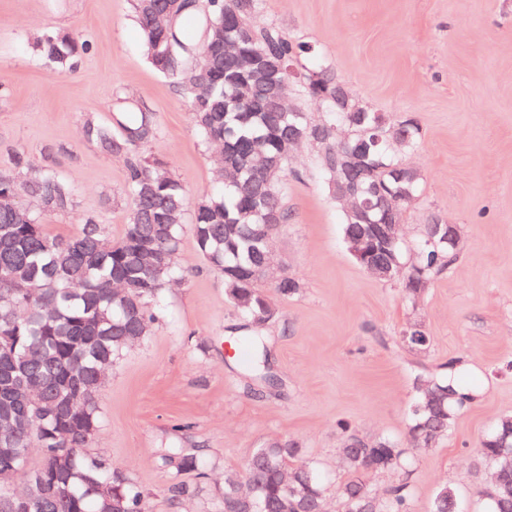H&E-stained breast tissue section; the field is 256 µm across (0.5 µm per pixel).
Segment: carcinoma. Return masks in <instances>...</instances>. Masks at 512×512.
Returning a JSON list of instances; mask_svg holds the SVG:
<instances>
[{
	"instance_id": "obj_1",
	"label": "carcinoma",
	"mask_w": 512,
	"mask_h": 512,
	"mask_svg": "<svg viewBox=\"0 0 512 512\" xmlns=\"http://www.w3.org/2000/svg\"><path fill=\"white\" fill-rule=\"evenodd\" d=\"M260 0H207L212 25L234 35V51L243 61L224 67L223 60L205 62L199 88L185 87L183 62L196 43L181 27L163 30L155 20V0H133L136 23L152 68L185 94L193 119L207 145L220 147L213 160L219 189L201 200L191 223L184 225L185 191L158 157L133 155L140 143L156 137L152 115L138 110L110 125L89 122L84 137L105 153L128 158L127 183L132 206L121 236L112 240L94 216L82 220L70 237L48 234L33 211L18 212L7 203L15 195L34 198L41 213L72 208L73 190L45 165L16 157L18 175L0 174V512H11L16 495L8 482L25 478L30 512H150L148 497L125 472L90 447L99 427V392L104 372L132 346L142 343L160 322L150 304L176 279L175 256L185 233L209 266L224 277L225 294L238 313L260 325L275 311L262 288L263 271L273 261L270 242L292 214L282 202L279 183L288 169L281 156L283 132L293 125L302 142L320 147L319 166L336 194V153L358 148L365 175L355 198L389 203L392 210L368 212L373 221L396 224L420 196L421 173L397 158L418 143L411 119L396 121L354 94L330 66L309 69L303 61L315 46L286 38L278 29L253 24ZM40 55L61 72L74 70L88 46L47 31L36 42ZM293 66L306 95L324 106L313 122L293 107L276 112L270 95L279 62ZM344 125L347 146L326 139L327 128ZM430 215L423 225L417 252L407 260L403 243L389 251L376 247L372 225L343 208L346 245L358 241V264H390L403 270L408 300L419 298L431 280L453 262L454 249ZM254 351L256 378L268 387L278 380L268 371L260 337L241 339ZM409 437L427 448L448 436L455 415L475 395L464 388L448 363L445 376L416 379ZM512 443V416L501 418L480 442V455L498 476L491 494L481 493V512H512V454L500 448ZM37 461H30L33 449ZM349 477L340 493L341 512H410L411 486L405 479L383 495L371 493L365 476L402 466L403 452L385 439L368 448H341ZM303 448L275 441L258 450L243 475H224L222 512H327L322 479L300 462ZM160 465L173 473L166 489L167 506L196 498L206 472L201 459L185 448H164ZM431 512H459L453 492L442 489Z\"/></svg>"
}]
</instances>
